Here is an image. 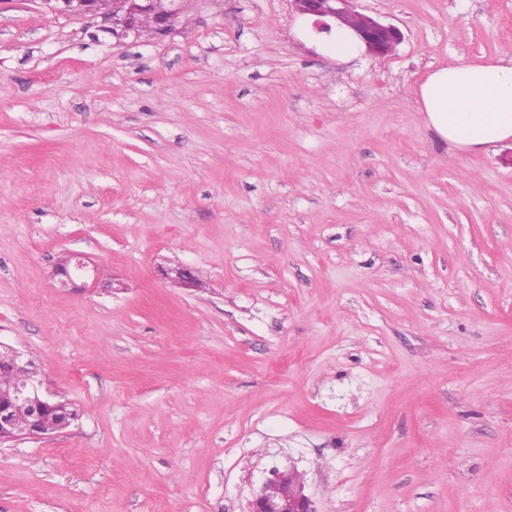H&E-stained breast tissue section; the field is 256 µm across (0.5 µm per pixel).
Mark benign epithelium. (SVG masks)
I'll return each mask as SVG.
<instances>
[{
    "label": "benign epithelium",
    "mask_w": 512,
    "mask_h": 512,
    "mask_svg": "<svg viewBox=\"0 0 512 512\" xmlns=\"http://www.w3.org/2000/svg\"><path fill=\"white\" fill-rule=\"evenodd\" d=\"M301 15L316 17L318 30L332 31V26L352 28L366 45V51L376 55L388 53L402 39L401 32L376 18L355 9L354 0H292ZM54 11L78 16H99L112 24V33L137 34V17L150 14L157 19L156 34L165 35L173 27L184 9L183 0H45ZM87 272L85 261L76 257L67 259L60 273L67 280L82 277ZM20 367L25 377L17 386L9 403H0V442L20 436L15 429L12 408L16 402L29 406L34 415L56 407L55 396L43 390L39 370L24 360L22 352L0 342V364ZM247 512H316L313 501L304 493V482L291 469L270 471L259 487L253 490Z\"/></svg>",
    "instance_id": "obj_1"
}]
</instances>
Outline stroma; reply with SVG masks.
I'll list each match as a JSON object with an SVG mask.
<instances>
[{
	"label": "stroma",
	"mask_w": 512,
	"mask_h": 512,
	"mask_svg": "<svg viewBox=\"0 0 512 512\" xmlns=\"http://www.w3.org/2000/svg\"><path fill=\"white\" fill-rule=\"evenodd\" d=\"M355 6L402 41L0 0V342L79 411L0 443V512H246L275 466L316 512H512V141L451 148L416 99L512 53V0Z\"/></svg>",
	"instance_id": "1"
}]
</instances>
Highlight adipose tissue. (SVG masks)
<instances>
[{
    "label": "adipose tissue",
    "mask_w": 512,
    "mask_h": 512,
    "mask_svg": "<svg viewBox=\"0 0 512 512\" xmlns=\"http://www.w3.org/2000/svg\"><path fill=\"white\" fill-rule=\"evenodd\" d=\"M417 95L427 127L457 149L478 152L512 139V58L440 66Z\"/></svg>",
    "instance_id": "obj_1"
}]
</instances>
